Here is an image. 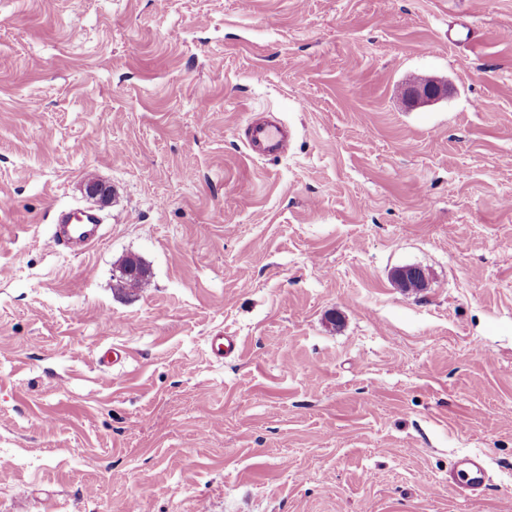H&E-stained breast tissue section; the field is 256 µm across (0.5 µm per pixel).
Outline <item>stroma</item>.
Instances as JSON below:
<instances>
[{"mask_svg": "<svg viewBox=\"0 0 512 512\" xmlns=\"http://www.w3.org/2000/svg\"><path fill=\"white\" fill-rule=\"evenodd\" d=\"M509 156L512 0H0V512H512ZM448 93L445 83L433 79H419L407 85L404 91L405 103L410 107L431 104ZM243 143L252 155L278 156L287 152L290 138L286 128L277 122L249 121ZM55 223L52 245L73 254H85L102 238L101 218L86 211L61 210ZM460 466L459 472H462L467 480V484L473 491L483 488L487 479V470L484 460L477 455H468L458 460Z\"/></svg>", "mask_w": 512, "mask_h": 512, "instance_id": "35a3bbf8", "label": "stroma"}]
</instances>
